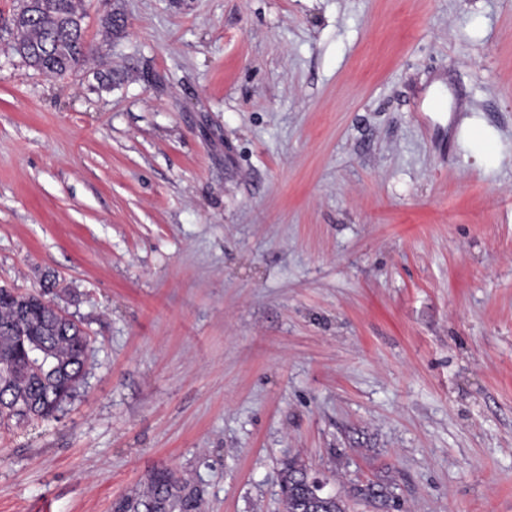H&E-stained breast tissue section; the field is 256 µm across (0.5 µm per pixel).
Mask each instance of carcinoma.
<instances>
[{
  "label": "carcinoma",
  "instance_id": "carcinoma-1",
  "mask_svg": "<svg viewBox=\"0 0 512 512\" xmlns=\"http://www.w3.org/2000/svg\"><path fill=\"white\" fill-rule=\"evenodd\" d=\"M9 48L31 68L55 77L81 70L91 48L78 21L85 17L83 0H15ZM115 39L126 28L124 13L114 8L101 20ZM54 287L45 281L41 291L19 293L0 287V423L46 420L72 396L83 378L89 339L74 322L60 320L46 300ZM39 347L48 363L37 372L25 363L20 337ZM305 465L295 459L280 472L283 512H346L340 494L315 496ZM354 495L370 499L384 508L397 507L391 485L369 483L353 488ZM190 496L166 472L153 476L146 496L127 498L124 512H185Z\"/></svg>",
  "mask_w": 512,
  "mask_h": 512
}]
</instances>
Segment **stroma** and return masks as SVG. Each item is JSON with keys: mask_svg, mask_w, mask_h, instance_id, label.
<instances>
[{"mask_svg": "<svg viewBox=\"0 0 512 512\" xmlns=\"http://www.w3.org/2000/svg\"><path fill=\"white\" fill-rule=\"evenodd\" d=\"M85 0L64 78L0 44V286L90 337L0 424V512H512V0ZM306 472L305 465L296 459H289L284 463L280 472L283 511L346 512L345 502L340 494L315 496L309 484L312 487L321 488L320 491H316L319 495L325 492L324 483L322 480L312 478L309 473L306 476ZM184 491L185 487L180 486L169 473L159 472L151 479L147 495L125 499L122 512H184L190 500ZM354 495L378 502L384 508H396V498L391 485L384 482L369 483L365 486H357L353 489Z\"/></svg>", "mask_w": 512, "mask_h": 512, "instance_id": "obj_1", "label": "stroma"}]
</instances>
